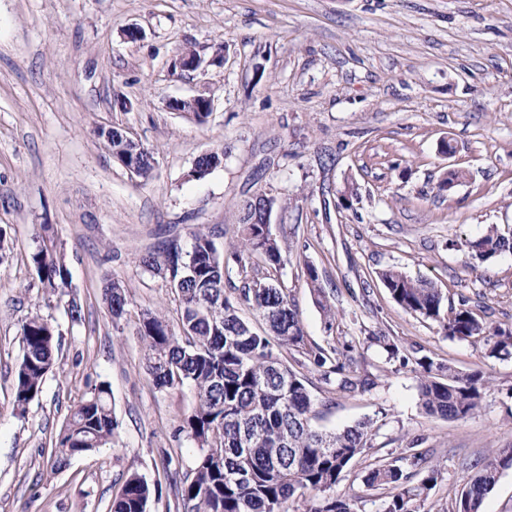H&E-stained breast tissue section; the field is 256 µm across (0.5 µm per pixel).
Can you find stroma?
Returning a JSON list of instances; mask_svg holds the SVG:
<instances>
[{"mask_svg":"<svg viewBox=\"0 0 512 512\" xmlns=\"http://www.w3.org/2000/svg\"><path fill=\"white\" fill-rule=\"evenodd\" d=\"M131 27L141 39L126 38ZM219 46L222 66L173 67L184 49L207 58ZM196 95L214 101L205 124L164 107ZM101 126L153 151L151 179L113 159ZM213 150L222 163L192 178L196 157ZM452 169L465 179L440 189ZM256 193L282 203L273 229L288 248L275 281L307 343L352 342L373 381L329 393L302 356L282 352L322 402L317 429L374 422L371 448L336 488L357 492L356 512H380L383 495L362 480L412 441L442 471L427 512L450 507L477 458L512 447V358L484 359L482 344L406 313L376 277L397 267L432 281L448 304L468 296L477 317L512 327V252L479 264L466 246L489 225L512 229V0H0V512H110L134 472L161 489L150 512H185L197 450L180 425L196 394L156 389L145 371L139 316L157 310L177 325L179 302L141 258L173 238L189 247L197 227L227 244ZM44 224L71 272L60 300L26 264ZM310 265L344 313L334 330ZM115 279L127 287L117 322L104 302ZM36 313L57 326L58 366L22 411L12 395L20 325ZM388 341L413 359L488 373L480 411L425 414L415 373L389 360ZM103 381L115 441L54 470L53 437ZM307 279L309 285L316 296L315 300L318 307L325 317V328L329 331L333 330L339 313L336 312L335 306L330 303L329 297L321 286L319 274L314 266H307L306 268Z\"/></svg>","mask_w":512,"mask_h":512,"instance_id":"35a3bbf8","label":"stroma"}]
</instances>
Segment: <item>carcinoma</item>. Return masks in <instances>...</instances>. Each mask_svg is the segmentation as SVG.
<instances>
[{"instance_id": "carcinoma-1", "label": "carcinoma", "mask_w": 512, "mask_h": 512, "mask_svg": "<svg viewBox=\"0 0 512 512\" xmlns=\"http://www.w3.org/2000/svg\"><path fill=\"white\" fill-rule=\"evenodd\" d=\"M242 211L236 244L221 248L212 231L191 232L190 249L173 239L146 253V269L166 279L180 303L179 326L173 329L158 312L144 311L139 319L145 368L159 390L189 384L196 393L193 410L183 418L182 429L199 449L192 477L181 497L187 512H288L286 504L300 498L304 512H354L357 496L336 494L352 464L371 447L373 422L362 421L340 432L316 429L312 420L320 400L306 386L305 377L290 369L278 349L301 354L325 384L354 392L373 385L350 368L354 346L335 341L326 347L309 346L297 311L285 289L260 275L251 262L258 254L278 271L283 240L265 224L249 223ZM28 264L43 294L62 296L71 273L66 255L40 225ZM472 258L489 263L512 251V233L496 225L467 243ZM309 285L324 314L325 328L333 330L338 312L321 286L319 274L306 266ZM392 300L405 312L439 324L445 334L460 340L479 339L485 357L512 356V329L478 319L468 300L445 310L441 289L427 279H415L395 268L378 273ZM112 318L126 312V286L114 280L105 291ZM248 308L263 321L256 330L240 315ZM58 332L39 314L21 325L23 355L14 379V405L24 409L42 391L58 365ZM419 396L425 413L447 419H464L481 406L489 380L477 370L460 374L452 365L436 364L424 357L415 361ZM118 421L111 406V388L96 385L80 400L52 444L53 468L112 441ZM411 467L424 466L421 479L397 464L373 467L365 478L371 490L387 491L382 512H421L441 470L420 453L404 457ZM512 467V448H495L473 471H465L450 512H481L485 496L503 470ZM152 490L137 473L130 474L112 501L111 512H148Z\"/></svg>"}]
</instances>
